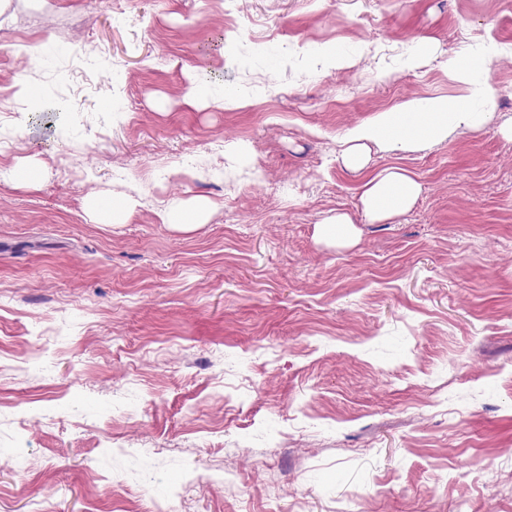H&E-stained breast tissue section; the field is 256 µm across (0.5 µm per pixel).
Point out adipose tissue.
Masks as SVG:
<instances>
[{
  "label": "adipose tissue",
  "instance_id": "ef3b65f1",
  "mask_svg": "<svg viewBox=\"0 0 512 512\" xmlns=\"http://www.w3.org/2000/svg\"><path fill=\"white\" fill-rule=\"evenodd\" d=\"M448 72L461 86L462 95L412 101L400 113L383 112L350 129L341 155L343 165L355 173L366 170L372 143L407 150L441 141L458 130L480 127L497 109L494 88L458 59L449 60ZM420 191L419 182L405 169H383L362 186L363 211L375 222L394 218L412 206Z\"/></svg>",
  "mask_w": 512,
  "mask_h": 512
}]
</instances>
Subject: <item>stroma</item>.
<instances>
[{
	"instance_id": "stroma-1",
	"label": "stroma",
	"mask_w": 512,
	"mask_h": 512,
	"mask_svg": "<svg viewBox=\"0 0 512 512\" xmlns=\"http://www.w3.org/2000/svg\"><path fill=\"white\" fill-rule=\"evenodd\" d=\"M470 48L482 126L342 166ZM510 123L512 0H8L0 512H512ZM420 191L419 182L405 169L388 167L362 185L363 211L374 222L394 218L412 206ZM208 206V204L196 206L192 211L184 213L181 211H173L170 208H166L163 211L164 223H168L171 226H175L181 229H189L194 224H183V223H198L201 221L202 211ZM321 227V233L327 238L337 240L347 237L353 224L352 219L346 213H337L336 216L329 218Z\"/></svg>"
}]
</instances>
